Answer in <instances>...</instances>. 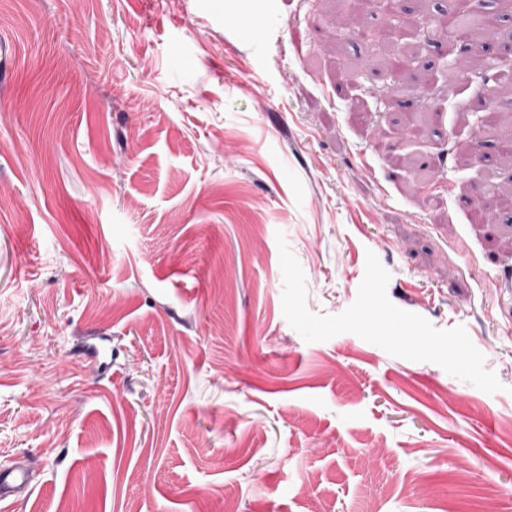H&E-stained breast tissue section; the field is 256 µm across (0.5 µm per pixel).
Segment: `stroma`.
Returning a JSON list of instances; mask_svg holds the SVG:
<instances>
[{
    "mask_svg": "<svg viewBox=\"0 0 512 512\" xmlns=\"http://www.w3.org/2000/svg\"><path fill=\"white\" fill-rule=\"evenodd\" d=\"M446 6L0 0V467L31 472L0 512H512V167L470 147L512 93L456 66ZM280 234L311 312L374 252L502 391L304 341Z\"/></svg>",
    "mask_w": 512,
    "mask_h": 512,
    "instance_id": "1",
    "label": "stroma"
}]
</instances>
